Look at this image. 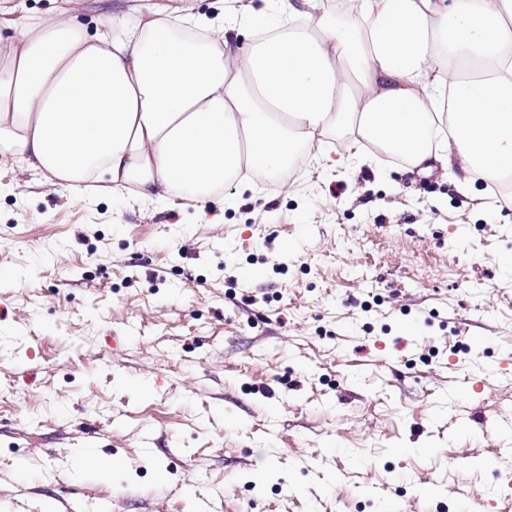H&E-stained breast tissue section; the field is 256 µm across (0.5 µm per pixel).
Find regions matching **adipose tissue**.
Returning <instances> with one entry per match:
<instances>
[{
	"instance_id": "1",
	"label": "adipose tissue",
	"mask_w": 512,
	"mask_h": 512,
	"mask_svg": "<svg viewBox=\"0 0 512 512\" xmlns=\"http://www.w3.org/2000/svg\"><path fill=\"white\" fill-rule=\"evenodd\" d=\"M266 3L279 23L251 30L0 24V154L82 196L201 207L331 134L458 168L464 191L512 177V0Z\"/></svg>"
}]
</instances>
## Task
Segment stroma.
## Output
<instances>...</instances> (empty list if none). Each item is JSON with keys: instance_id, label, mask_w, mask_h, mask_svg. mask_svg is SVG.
Returning a JSON list of instances; mask_svg holds the SVG:
<instances>
[{"instance_id": "35a3bbf8", "label": "stroma", "mask_w": 512, "mask_h": 512, "mask_svg": "<svg viewBox=\"0 0 512 512\" xmlns=\"http://www.w3.org/2000/svg\"><path fill=\"white\" fill-rule=\"evenodd\" d=\"M150 8L229 11L9 19ZM345 151L204 209L0 156V512H512V191Z\"/></svg>"}]
</instances>
